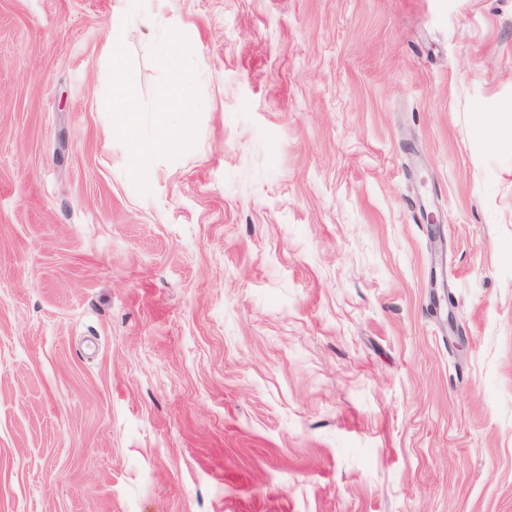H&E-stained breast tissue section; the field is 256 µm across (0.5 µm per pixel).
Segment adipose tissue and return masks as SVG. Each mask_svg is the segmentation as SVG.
Segmentation results:
<instances>
[{
  "instance_id": "adipose-tissue-1",
  "label": "adipose tissue",
  "mask_w": 512,
  "mask_h": 512,
  "mask_svg": "<svg viewBox=\"0 0 512 512\" xmlns=\"http://www.w3.org/2000/svg\"><path fill=\"white\" fill-rule=\"evenodd\" d=\"M192 86V74L186 70L180 71L172 85L163 93L160 109L164 112H181V123L174 127L158 123L153 138L143 140L138 135L140 115L134 103L133 92L125 80L123 59L120 54H113L112 104L114 111L121 116V128L128 145L127 170L132 177L139 178L151 172L158 156L172 153L191 136L194 118L190 98Z\"/></svg>"
}]
</instances>
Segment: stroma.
Returning <instances> with one entry per match:
<instances>
[{"label":"stroma","instance_id":"stroma-1","mask_svg":"<svg viewBox=\"0 0 512 512\" xmlns=\"http://www.w3.org/2000/svg\"><path fill=\"white\" fill-rule=\"evenodd\" d=\"M489 116L512 0H0V512H512ZM193 75L186 70L179 74L172 85L163 93L159 112L180 111L182 122L174 127L158 121L151 140H142L138 135L140 115L134 103L132 89L127 85L122 56L112 54V104L113 110L121 116V128L128 145L127 171L134 178H141L154 169L158 156L167 155L185 142L193 131L190 93Z\"/></svg>","mask_w":512,"mask_h":512}]
</instances>
